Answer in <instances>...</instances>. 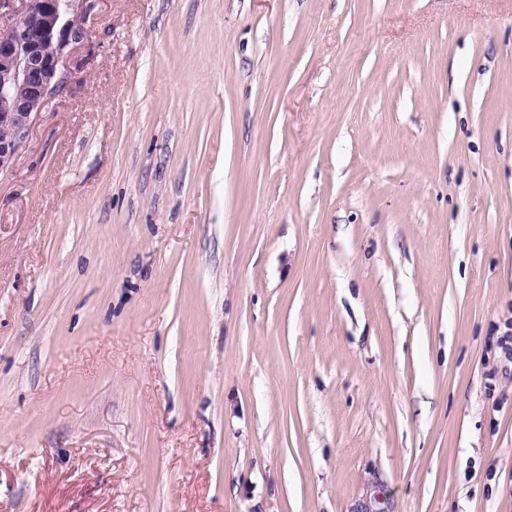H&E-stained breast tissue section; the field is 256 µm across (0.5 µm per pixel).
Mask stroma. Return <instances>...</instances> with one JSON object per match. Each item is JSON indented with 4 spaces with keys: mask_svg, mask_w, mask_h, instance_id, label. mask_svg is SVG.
<instances>
[{
    "mask_svg": "<svg viewBox=\"0 0 512 512\" xmlns=\"http://www.w3.org/2000/svg\"><path fill=\"white\" fill-rule=\"evenodd\" d=\"M0 172V512H512V0H84Z\"/></svg>",
    "mask_w": 512,
    "mask_h": 512,
    "instance_id": "1",
    "label": "stroma"
}]
</instances>
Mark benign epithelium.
I'll return each instance as SVG.
<instances>
[{
	"label": "benign epithelium",
	"mask_w": 512,
	"mask_h": 512,
	"mask_svg": "<svg viewBox=\"0 0 512 512\" xmlns=\"http://www.w3.org/2000/svg\"><path fill=\"white\" fill-rule=\"evenodd\" d=\"M14 21L0 30V171L12 167L48 100L69 80L68 48L83 42L85 0H18ZM358 512H390L379 485Z\"/></svg>",
	"instance_id": "obj_1"
}]
</instances>
